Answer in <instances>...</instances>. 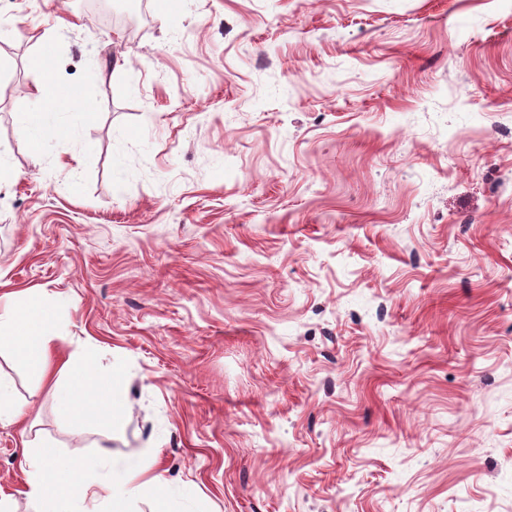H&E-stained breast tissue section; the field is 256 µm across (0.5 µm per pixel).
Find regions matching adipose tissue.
Here are the masks:
<instances>
[{
	"instance_id": "obj_1",
	"label": "adipose tissue",
	"mask_w": 512,
	"mask_h": 512,
	"mask_svg": "<svg viewBox=\"0 0 512 512\" xmlns=\"http://www.w3.org/2000/svg\"><path fill=\"white\" fill-rule=\"evenodd\" d=\"M9 325L1 339L10 343L16 356L42 377L62 370L64 384L56 385L58 411L73 427H81L94 415L108 426L124 415L127 383L119 373L93 377L81 364L57 362L58 339L55 316L43 295H27L9 309ZM153 461L146 452L134 458L117 459L101 451L65 463L58 450L40 445L26 455L29 469L28 497L37 512H131L133 497L151 500L156 512H168L167 492L157 479L142 480Z\"/></svg>"
}]
</instances>
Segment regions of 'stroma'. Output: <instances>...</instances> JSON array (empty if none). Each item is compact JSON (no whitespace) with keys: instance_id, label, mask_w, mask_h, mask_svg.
Instances as JSON below:
<instances>
[{"instance_id":"1","label":"stroma","mask_w":512,"mask_h":512,"mask_svg":"<svg viewBox=\"0 0 512 512\" xmlns=\"http://www.w3.org/2000/svg\"><path fill=\"white\" fill-rule=\"evenodd\" d=\"M95 2L0 0V314L124 420L0 349V497L42 440L153 449L172 512H512V0ZM44 82L96 114L36 149ZM6 315L9 321L6 334L2 331L0 315V346L7 341L21 361L36 369L43 378L52 377L59 336L54 313L44 296L28 294ZM65 382L55 384L58 411L73 427L81 428L89 415L109 427L119 424L124 415L127 383L118 372L93 378L88 367L72 362L61 364Z\"/></svg>"}]
</instances>
